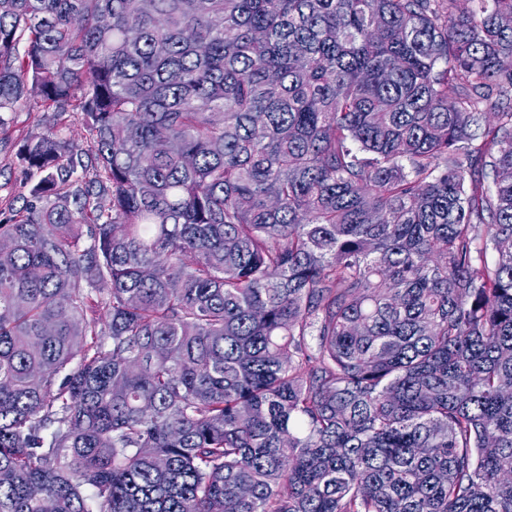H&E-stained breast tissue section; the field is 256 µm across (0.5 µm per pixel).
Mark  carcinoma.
<instances>
[{"mask_svg":"<svg viewBox=\"0 0 512 512\" xmlns=\"http://www.w3.org/2000/svg\"><path fill=\"white\" fill-rule=\"evenodd\" d=\"M480 3L0 0V512H512ZM9 119L6 131L0 130V209L9 203L18 207L22 204V197L28 196L31 183L15 159V152L27 134L58 123L79 144L86 146L89 143V134L82 124L81 116L76 112L54 116L53 112H43L31 105L11 112Z\"/></svg>","mask_w":512,"mask_h":512,"instance_id":"cac0c4a2","label":"carcinoma"}]
</instances>
